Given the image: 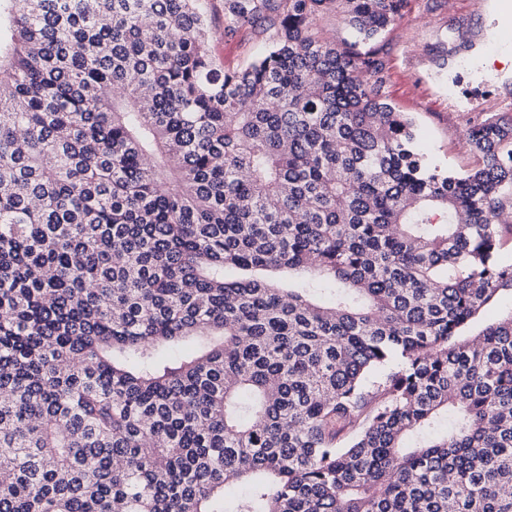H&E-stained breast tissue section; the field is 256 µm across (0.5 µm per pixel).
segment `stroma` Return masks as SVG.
<instances>
[{
    "label": "stroma",
    "instance_id": "1",
    "mask_svg": "<svg viewBox=\"0 0 512 512\" xmlns=\"http://www.w3.org/2000/svg\"><path fill=\"white\" fill-rule=\"evenodd\" d=\"M215 63L246 67L266 38L248 25L226 29L224 0H205ZM463 23L471 52H448V27ZM388 97L411 115L422 150L439 167L472 168L465 124L478 112L512 114V0H410L403 24L387 37Z\"/></svg>",
    "mask_w": 512,
    "mask_h": 512
}]
</instances>
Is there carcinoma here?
I'll return each instance as SVG.
<instances>
[{"mask_svg":"<svg viewBox=\"0 0 512 512\" xmlns=\"http://www.w3.org/2000/svg\"><path fill=\"white\" fill-rule=\"evenodd\" d=\"M407 4L224 0L225 71L201 0H0V512H512V115L427 161ZM205 10L215 63L230 71L246 67L260 51L267 34L249 25L224 30V0H206Z\"/></svg>","mask_w":512,"mask_h":512,"instance_id":"1","label":"carcinoma"}]
</instances>
